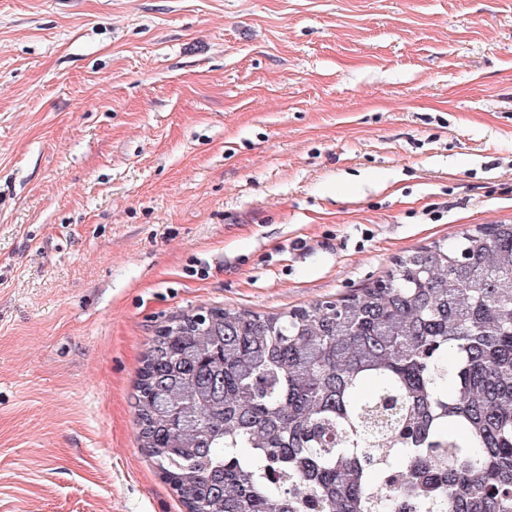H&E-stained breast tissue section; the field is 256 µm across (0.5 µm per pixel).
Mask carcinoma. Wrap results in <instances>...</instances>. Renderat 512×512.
Listing matches in <instances>:
<instances>
[{
  "instance_id": "cac0c4a2",
  "label": "carcinoma",
  "mask_w": 512,
  "mask_h": 512,
  "mask_svg": "<svg viewBox=\"0 0 512 512\" xmlns=\"http://www.w3.org/2000/svg\"><path fill=\"white\" fill-rule=\"evenodd\" d=\"M134 408L188 512H512V224L334 301L178 316Z\"/></svg>"
}]
</instances>
